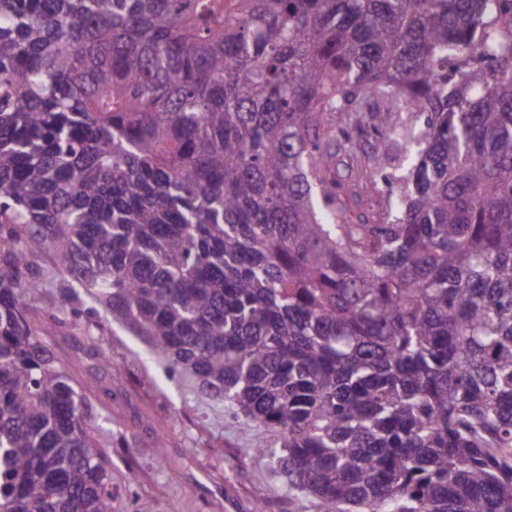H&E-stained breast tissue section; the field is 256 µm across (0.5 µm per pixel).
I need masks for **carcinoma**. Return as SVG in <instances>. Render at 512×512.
Returning a JSON list of instances; mask_svg holds the SVG:
<instances>
[{
	"label": "carcinoma",
	"mask_w": 512,
	"mask_h": 512,
	"mask_svg": "<svg viewBox=\"0 0 512 512\" xmlns=\"http://www.w3.org/2000/svg\"><path fill=\"white\" fill-rule=\"evenodd\" d=\"M42 250L327 512H512V0H0V512H112ZM368 174L358 173L353 170L350 184V197L347 200L351 214L364 215L370 220H374V213L376 211L375 197L371 192L370 185L368 183Z\"/></svg>",
	"instance_id": "obj_1"
}]
</instances>
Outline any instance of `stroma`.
I'll return each mask as SVG.
<instances>
[{"instance_id": "35a3bbf8", "label": "stroma", "mask_w": 512, "mask_h": 512, "mask_svg": "<svg viewBox=\"0 0 512 512\" xmlns=\"http://www.w3.org/2000/svg\"><path fill=\"white\" fill-rule=\"evenodd\" d=\"M33 273L43 284L36 324L57 366L78 381L94 369L101 375L86 424L106 445L112 512H324L280 473L274 432L245 427L195 376L170 370L112 318L75 319L58 295L52 251L37 254Z\"/></svg>"}]
</instances>
